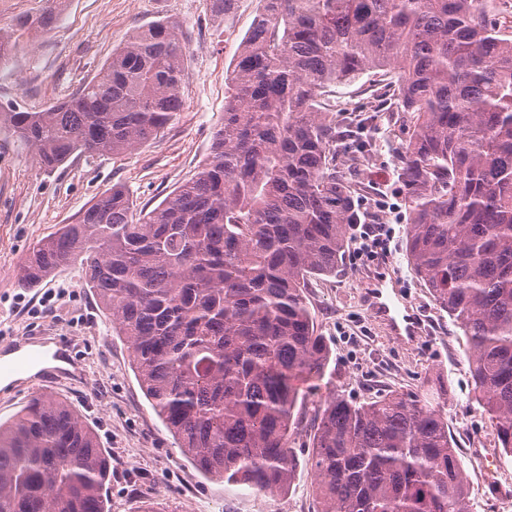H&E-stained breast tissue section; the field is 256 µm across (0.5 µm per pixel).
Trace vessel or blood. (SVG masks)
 I'll use <instances>...</instances> for the list:
<instances>
[{
	"label": "vessel or blood",
	"mask_w": 512,
	"mask_h": 512,
	"mask_svg": "<svg viewBox=\"0 0 512 512\" xmlns=\"http://www.w3.org/2000/svg\"><path fill=\"white\" fill-rule=\"evenodd\" d=\"M401 277L387 260H380L366 281V305L370 313L383 321L392 340L411 345L417 341L421 330V319L403 300L400 294ZM22 341L11 342V349L18 356L9 361H0V374H25L33 363L31 354L22 353Z\"/></svg>",
	"instance_id": "obj_1"
}]
</instances>
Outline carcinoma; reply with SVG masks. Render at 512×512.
Listing matches in <instances>:
<instances>
[{
    "label": "carcinoma",
    "instance_id": "1",
    "mask_svg": "<svg viewBox=\"0 0 512 512\" xmlns=\"http://www.w3.org/2000/svg\"><path fill=\"white\" fill-rule=\"evenodd\" d=\"M0 30V61L52 22ZM226 73L224 119L193 177L151 210L114 186L38 240L19 269L34 285L76 263L156 414L204 476L283 494L291 438L329 349L305 296L336 272L348 227L367 217L360 183L336 171L332 87L381 72L405 249L437 308L462 331L479 403L512 458V35L482 0H260ZM236 0H206L216 19ZM187 47L159 19L135 31L101 80L0 123L52 171L77 152L120 154L181 111ZM443 388L315 405L320 512H469L471 491ZM112 461L67 401L42 394L0 424V512H106Z\"/></svg>",
    "mask_w": 512,
    "mask_h": 512
}]
</instances>
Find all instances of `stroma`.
I'll return each instance as SVG.
<instances>
[{
    "instance_id": "obj_1",
    "label": "stroma",
    "mask_w": 512,
    "mask_h": 512,
    "mask_svg": "<svg viewBox=\"0 0 512 512\" xmlns=\"http://www.w3.org/2000/svg\"><path fill=\"white\" fill-rule=\"evenodd\" d=\"M258 0H237L224 19L213 18L206 0H65L51 28L19 39L0 61V105L39 112L71 98L99 78L113 52L151 21H173L189 46L178 88L182 109L152 140L118 154L75 153L53 171L40 168L35 150L8 125H0V345L23 340L69 351V367L52 387L96 432L112 458L105 487L108 512H317V477L300 468L284 495H263L198 473L180 454L173 436L145 398L131 368L128 344L112 332L79 266H70L34 286L21 284L18 269L33 244L68 223L108 188L129 191L137 205L156 207L190 179L210 155L224 117L225 73L248 32ZM338 121L371 142L379 157L361 171L350 154L337 153L346 175H363L377 206L368 223L392 228L389 258L402 276L403 294L427 329L411 346L394 343L363 303L365 263L345 253L335 274L313 279L308 298L330 361L306 403L329 392L351 401L386 389L415 391L441 379L448 430L471 486L473 512L512 493L505 475L512 463L495 457L480 466L468 450L473 428H489L469 373L465 338L439 311L405 254L408 211L397 181L400 133L378 112L384 87L365 74L336 86ZM58 292L51 309L40 299Z\"/></svg>"
}]
</instances>
